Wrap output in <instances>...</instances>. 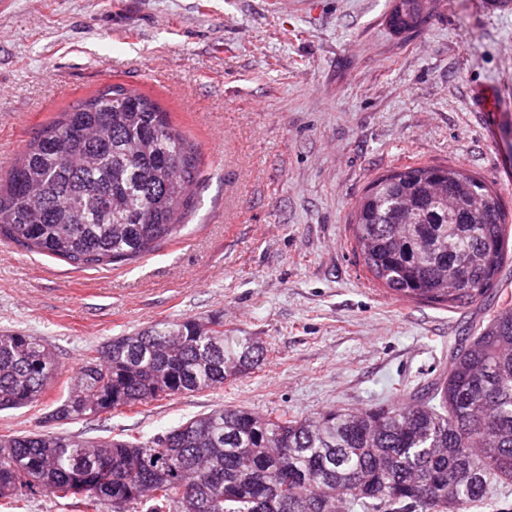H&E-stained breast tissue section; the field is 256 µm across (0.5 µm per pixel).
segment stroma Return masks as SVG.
Wrapping results in <instances>:
<instances>
[{
    "label": "stroma",
    "instance_id": "stroma-1",
    "mask_svg": "<svg viewBox=\"0 0 512 512\" xmlns=\"http://www.w3.org/2000/svg\"><path fill=\"white\" fill-rule=\"evenodd\" d=\"M428 0H0V173L42 125L116 84L155 99L199 153L178 236L77 268L0 242V331L42 337L62 372L0 434L145 438L224 405L304 417L423 397L495 300L402 301L356 258L351 215L375 177L460 167L512 212V8ZM493 104L476 111L477 95ZM224 316L263 363L223 388L109 417L49 421L83 358L164 321Z\"/></svg>",
    "mask_w": 512,
    "mask_h": 512
}]
</instances>
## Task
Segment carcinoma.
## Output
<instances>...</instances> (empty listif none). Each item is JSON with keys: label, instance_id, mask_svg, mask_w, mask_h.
<instances>
[{"label": "carcinoma", "instance_id": "obj_1", "mask_svg": "<svg viewBox=\"0 0 512 512\" xmlns=\"http://www.w3.org/2000/svg\"><path fill=\"white\" fill-rule=\"evenodd\" d=\"M197 149L150 97L110 86L42 126L0 176V242L77 268L136 261L183 227ZM501 196L460 168L373 179L356 251L396 296L450 308L498 292L512 256ZM224 320L114 336L75 373L53 421L112 415L220 388L264 361ZM61 371L43 338L0 333V411L40 400ZM423 406L291 418L220 406L153 437L0 435V501L47 492L84 512H465L512 484V301L450 355Z\"/></svg>", "mask_w": 512, "mask_h": 512}]
</instances>
